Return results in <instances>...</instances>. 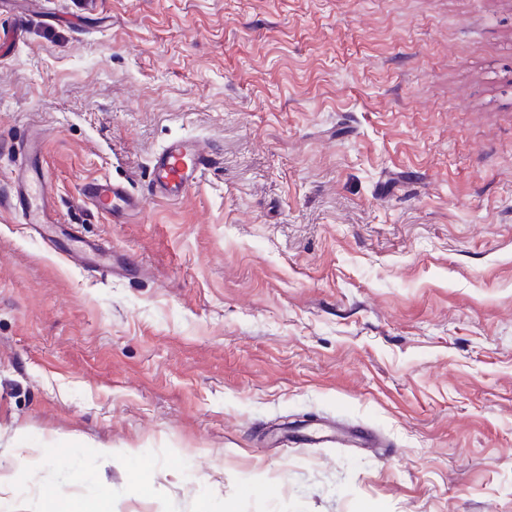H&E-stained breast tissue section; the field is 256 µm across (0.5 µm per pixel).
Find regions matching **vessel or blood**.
<instances>
[{
    "mask_svg": "<svg viewBox=\"0 0 512 512\" xmlns=\"http://www.w3.org/2000/svg\"><path fill=\"white\" fill-rule=\"evenodd\" d=\"M20 163L13 172L14 209L21 223L58 224L59 219L50 200V193L39 161L42 145L39 137L28 136L16 148ZM213 162L211 154L193 139H175L153 156L150 196L176 201L196 186ZM84 199L111 217L124 221L142 211L143 198L130 195L126 188L109 180L92 179L81 188Z\"/></svg>",
    "mask_w": 512,
    "mask_h": 512,
    "instance_id": "obj_1",
    "label": "vessel or blood"
}]
</instances>
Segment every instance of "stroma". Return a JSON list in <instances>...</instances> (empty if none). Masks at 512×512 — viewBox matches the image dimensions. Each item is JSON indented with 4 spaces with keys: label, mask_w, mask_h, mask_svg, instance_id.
Instances as JSON below:
<instances>
[{
    "label": "stroma",
    "mask_w": 512,
    "mask_h": 512,
    "mask_svg": "<svg viewBox=\"0 0 512 512\" xmlns=\"http://www.w3.org/2000/svg\"><path fill=\"white\" fill-rule=\"evenodd\" d=\"M39 6L0 0V512H512V0ZM29 133L139 273L18 223ZM180 137L213 163L150 198ZM81 194L88 203L111 217L113 223L134 216L145 206L144 198L130 195L123 185L106 179L85 182ZM47 512H112V499L104 494L93 503L75 501L66 497H58L48 502Z\"/></svg>",
    "instance_id": "stroma-1"
}]
</instances>
